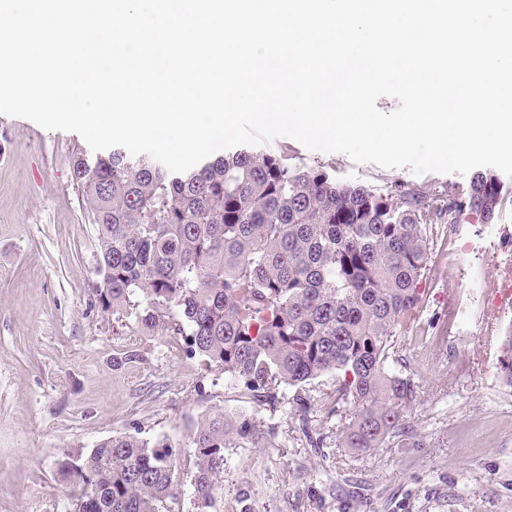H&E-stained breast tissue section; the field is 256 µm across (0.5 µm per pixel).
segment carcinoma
<instances>
[{
  "instance_id": "obj_1",
  "label": "carcinoma",
  "mask_w": 512,
  "mask_h": 512,
  "mask_svg": "<svg viewBox=\"0 0 512 512\" xmlns=\"http://www.w3.org/2000/svg\"><path fill=\"white\" fill-rule=\"evenodd\" d=\"M73 180L100 230L102 306L135 310L148 332L173 327L192 354L244 382L257 405L289 404L309 435L307 386L339 423V448L367 452L411 428L419 385L392 367L398 338L423 306L435 224L472 210L492 220L503 187L475 174L466 194L336 180L284 150L241 147L171 173L147 154L79 152ZM180 322L173 323L171 311ZM274 427L215 411L189 436L193 512H217L224 449L267 448ZM177 452L167 438L112 437L56 464L70 512H171Z\"/></svg>"
}]
</instances>
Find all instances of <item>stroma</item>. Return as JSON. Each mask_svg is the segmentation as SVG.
Returning <instances> with one entry per match:
<instances>
[{"label": "stroma", "mask_w": 512, "mask_h": 512, "mask_svg": "<svg viewBox=\"0 0 512 512\" xmlns=\"http://www.w3.org/2000/svg\"><path fill=\"white\" fill-rule=\"evenodd\" d=\"M269 146L327 164L348 184L464 193L470 183L358 164L287 137ZM86 147L77 134L0 115V512H65L57 461L125 433L176 446L170 508L192 512L189 435L219 409L276 428L271 447L225 449L224 512H512V385L498 361L512 305L464 314L457 302L496 290L498 266L512 263V178L501 179L493 221L467 211L456 231L434 229L424 306L397 342L396 370L419 385L413 431L361 453L337 447L320 407L311 410L317 448L289 404L256 405L182 336L151 335L102 308L98 229L72 178Z\"/></svg>", "instance_id": "stroma-1"}]
</instances>
